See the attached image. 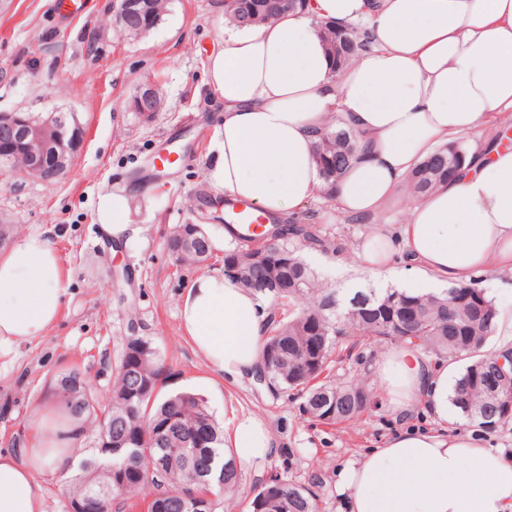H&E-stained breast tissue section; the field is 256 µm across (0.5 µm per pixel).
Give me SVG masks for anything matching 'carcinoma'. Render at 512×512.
<instances>
[{"instance_id":"1","label":"carcinoma","mask_w":512,"mask_h":512,"mask_svg":"<svg viewBox=\"0 0 512 512\" xmlns=\"http://www.w3.org/2000/svg\"><path fill=\"white\" fill-rule=\"evenodd\" d=\"M259 23L282 13L281 0H242ZM336 63L343 64L364 46L352 28L327 33ZM359 149L354 131L338 126L322 134L313 157L319 175L336 180ZM466 151L460 143L443 145L408 178L420 196L455 175ZM307 247L330 245L313 224L291 217L263 232L236 240L224 249V265L244 287L272 296L288 310L271 315L263 341L267 386L300 400L304 415L322 423L356 422L368 409L367 379L320 382L335 350L353 351L361 341L393 343L417 349L430 359L462 363L448 400L470 424L492 429L512 422V354L507 347L485 351L501 311L476 282H459L441 293H411L397 288L330 291L301 258ZM175 262L200 269L213 257L211 239L201 225L181 224L168 240ZM163 364L143 336L124 338L112 374L108 404L101 405L91 383L78 371L61 376L59 386L75 416H84L96 432L92 454L76 467L59 471L69 499L102 497L104 512H125L142 503L146 512H181L185 498L210 494L214 504L240 484V473L224 462V432L207 401L192 391L162 392ZM168 424L161 435L157 424ZM204 447H195L197 438ZM250 512H319L318 495L309 487L278 476L253 491Z\"/></svg>"}]
</instances>
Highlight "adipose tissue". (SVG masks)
<instances>
[{"mask_svg":"<svg viewBox=\"0 0 512 512\" xmlns=\"http://www.w3.org/2000/svg\"><path fill=\"white\" fill-rule=\"evenodd\" d=\"M362 27L366 47L335 64L326 33ZM224 102L205 177L216 192L287 217L315 193L371 226L353 261L406 287L397 263L439 285L497 268L512 272V0H306L260 24L225 22L208 61ZM345 121L360 148L326 184L313 160L320 135ZM485 127L459 173L421 198L406 179L439 146ZM402 205L405 220L377 218ZM65 287L50 233H27L0 250V356L46 336ZM270 302L235 279L204 273L182 296V329L207 368L230 381L254 375ZM382 387L396 410L424 405L437 424L406 431L338 474L343 512H512V458L449 428L455 364L428 363L397 346ZM224 457L262 468L277 453L258 415L232 412ZM76 439L43 423L30 447L0 452V512H46L36 474L83 456Z\"/></svg>","mask_w":512,"mask_h":512,"instance_id":"ef3b65f1","label":"adipose tissue"}]
</instances>
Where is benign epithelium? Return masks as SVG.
I'll list each match as a JSON object with an SVG mask.
<instances>
[{
    "label": "benign epithelium",
    "mask_w": 512,
    "mask_h": 512,
    "mask_svg": "<svg viewBox=\"0 0 512 512\" xmlns=\"http://www.w3.org/2000/svg\"><path fill=\"white\" fill-rule=\"evenodd\" d=\"M151 9L150 0H121L113 4L112 12L122 17L136 12L142 14ZM132 105L135 111L149 117L160 110L158 91L151 83L143 84L134 96ZM54 136L48 137L42 125L24 118L17 113H0V127L10 130L13 137L22 143L20 154L24 162L20 167H12L14 175L47 183L66 172L83 143V131L79 124H70L59 116H51ZM51 156L53 169L47 170L44 158Z\"/></svg>",
    "instance_id": "obj_1"
}]
</instances>
